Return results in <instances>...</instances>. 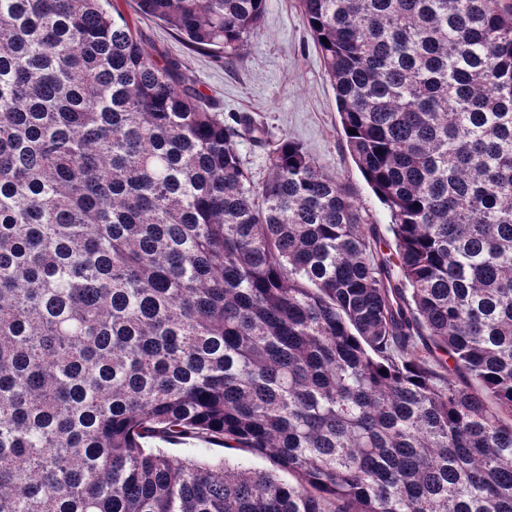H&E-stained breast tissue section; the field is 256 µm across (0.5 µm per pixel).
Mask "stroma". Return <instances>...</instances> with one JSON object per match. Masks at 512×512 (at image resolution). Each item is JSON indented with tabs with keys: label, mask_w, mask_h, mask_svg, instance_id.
<instances>
[{
	"label": "stroma",
	"mask_w": 512,
	"mask_h": 512,
	"mask_svg": "<svg viewBox=\"0 0 512 512\" xmlns=\"http://www.w3.org/2000/svg\"><path fill=\"white\" fill-rule=\"evenodd\" d=\"M143 45L182 63L196 87L224 115L246 114L264 128L267 145L238 141V153L254 185L269 174V143H300L321 166L335 171L369 223L387 227L390 214L354 164L346 145L335 92L298 0H265L263 31L244 55L227 58L188 50L161 23L136 15L134 0H118Z\"/></svg>",
	"instance_id": "35a3bbf8"
}]
</instances>
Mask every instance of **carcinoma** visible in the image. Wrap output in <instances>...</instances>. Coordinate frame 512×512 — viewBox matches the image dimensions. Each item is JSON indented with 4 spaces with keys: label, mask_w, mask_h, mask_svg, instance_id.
I'll return each mask as SVG.
<instances>
[{
    "label": "carcinoma",
    "mask_w": 512,
    "mask_h": 512,
    "mask_svg": "<svg viewBox=\"0 0 512 512\" xmlns=\"http://www.w3.org/2000/svg\"><path fill=\"white\" fill-rule=\"evenodd\" d=\"M299 5L391 244L112 0H0V512H512V6ZM264 9L135 3L227 55ZM268 147L260 146L250 138L238 140V153L244 167L252 176L254 186L258 187L269 174ZM210 448L206 453H204L203 457L212 460L219 461L224 459V457L230 460V463L244 468H251L261 470L267 467H270V463L265 458L257 457L245 452H236L234 454L229 453L227 450H224L221 446L210 445Z\"/></svg>",
    "instance_id": "obj_1"
}]
</instances>
